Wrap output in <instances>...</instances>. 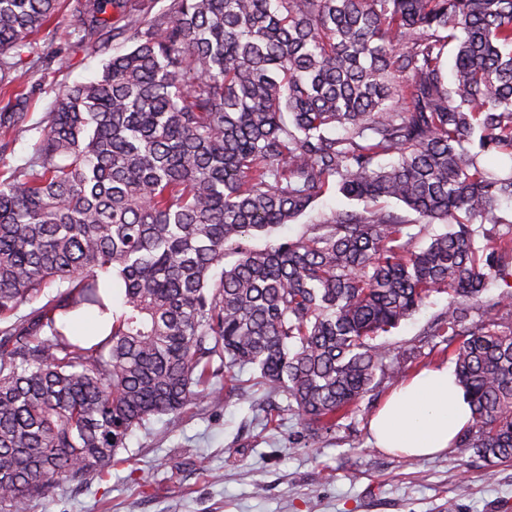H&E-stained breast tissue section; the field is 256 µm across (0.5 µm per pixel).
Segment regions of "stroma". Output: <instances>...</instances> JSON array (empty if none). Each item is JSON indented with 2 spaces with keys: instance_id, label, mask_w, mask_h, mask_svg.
<instances>
[{
  "instance_id": "1",
  "label": "stroma",
  "mask_w": 512,
  "mask_h": 512,
  "mask_svg": "<svg viewBox=\"0 0 512 512\" xmlns=\"http://www.w3.org/2000/svg\"><path fill=\"white\" fill-rule=\"evenodd\" d=\"M77 0H62L55 20L20 66L16 87L29 98L23 131L0 142V172L24 167L38 151L43 120L55 91L100 74L106 59L77 46ZM336 191L279 232L295 238L309 224L343 210L360 209ZM448 303L433 293L416 313L380 340L394 350V367L415 374L447 365L428 332ZM253 368L238 370L242 394L213 408L192 401L178 415L152 417L136 430L107 473L50 490L29 512H512V465L484 470L471 452L449 448L433 458L389 454L368 441V423L393 391L382 379L359 411L311 447L284 396L252 386ZM274 409L279 426H264Z\"/></svg>"
}]
</instances>
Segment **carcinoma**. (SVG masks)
<instances>
[{"label":"carcinoma","mask_w":512,"mask_h":512,"mask_svg":"<svg viewBox=\"0 0 512 512\" xmlns=\"http://www.w3.org/2000/svg\"><path fill=\"white\" fill-rule=\"evenodd\" d=\"M59 3L0 0V87ZM78 34L126 50L58 89L36 157L0 179V512L104 474L211 395L216 357L230 394L258 367L316 444L403 376L375 338L433 292L472 408L456 447L488 476L512 461V329L472 316L499 281L488 309L512 313V0H81ZM26 120L0 112V135ZM332 188L374 207L250 245ZM381 199L448 230L418 248ZM78 311L112 313L108 335L68 332Z\"/></svg>","instance_id":"carcinoma-1"}]
</instances>
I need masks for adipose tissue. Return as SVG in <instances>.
I'll return each instance as SVG.
<instances>
[{"label": "adipose tissue", "instance_id": "adipose-tissue-1", "mask_svg": "<svg viewBox=\"0 0 512 512\" xmlns=\"http://www.w3.org/2000/svg\"><path fill=\"white\" fill-rule=\"evenodd\" d=\"M471 407L452 369L423 370L396 390L371 418L376 447L410 457L439 454L471 422Z\"/></svg>", "mask_w": 512, "mask_h": 512}]
</instances>
